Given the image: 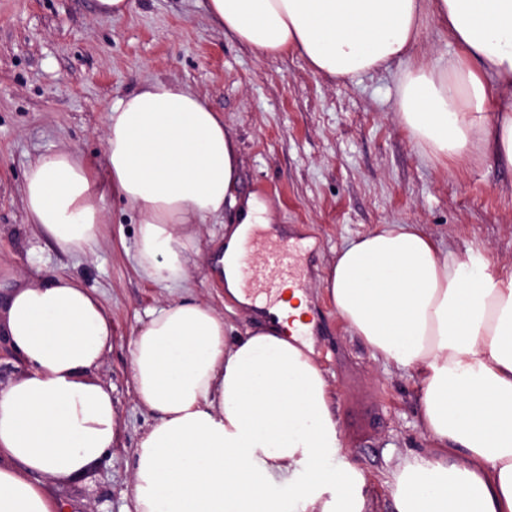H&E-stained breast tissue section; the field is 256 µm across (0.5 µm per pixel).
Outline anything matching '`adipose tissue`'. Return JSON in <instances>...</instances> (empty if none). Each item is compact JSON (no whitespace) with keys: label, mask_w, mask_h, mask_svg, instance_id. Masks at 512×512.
I'll return each mask as SVG.
<instances>
[{"label":"adipose tissue","mask_w":512,"mask_h":512,"mask_svg":"<svg viewBox=\"0 0 512 512\" xmlns=\"http://www.w3.org/2000/svg\"><path fill=\"white\" fill-rule=\"evenodd\" d=\"M207 12L260 55L291 51L333 79L399 62L395 110L431 162L488 150L512 164V0H207ZM431 21L457 54L415 55ZM104 137L106 183L67 151L29 164L28 223L62 251L91 252L117 196L137 216L138 272L179 285L196 225L235 207L220 264L226 295L244 301L241 255L269 206L236 199L223 118L157 79L112 105ZM322 281L374 356L421 379L432 448L398 474L395 512H512V268L493 272L472 250L447 259L420 225L387 224L347 244ZM307 312L294 293L232 341L206 303L148 314L131 377L154 421L134 450L127 512H372L311 344L282 334ZM0 335L24 365L0 385V512H59L47 483L80 477L117 437L112 389L91 377L112 323L89 288L52 275L0 299Z\"/></svg>","instance_id":"obj_1"}]
</instances>
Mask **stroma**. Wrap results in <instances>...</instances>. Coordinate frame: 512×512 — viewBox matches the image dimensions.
I'll return each instance as SVG.
<instances>
[{"label":"stroma","mask_w":512,"mask_h":512,"mask_svg":"<svg viewBox=\"0 0 512 512\" xmlns=\"http://www.w3.org/2000/svg\"><path fill=\"white\" fill-rule=\"evenodd\" d=\"M121 16L95 0H0V286L55 273L91 288L112 320V348L94 373L112 387L115 446L77 479L53 483L68 512H125L133 455L153 417L131 383L130 344L147 313L181 297L221 307L224 283L208 263L224 225L201 227L184 286L135 269L134 213L108 198L94 255L64 253L28 224L21 187L38 155L76 152L104 180L112 103L165 79L201 94L240 151L239 195L261 193L272 219L306 247L315 357L333 396L344 450L364 472L377 512H392L397 472L430 446L419 417V378L372 356L328 302L321 276L337 252L382 224H418L449 258L480 251L512 267V166L494 155L432 164L393 110L396 66L337 83L297 55L261 57L208 17L207 0H130Z\"/></svg>","instance_id":"obj_1"}]
</instances>
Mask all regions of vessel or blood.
Segmentation results:
<instances>
[{
  "label": "vessel or blood",
  "instance_id": "obj_1",
  "mask_svg": "<svg viewBox=\"0 0 512 512\" xmlns=\"http://www.w3.org/2000/svg\"><path fill=\"white\" fill-rule=\"evenodd\" d=\"M306 251L300 241L261 235L246 247L241 260V276L250 297L265 295L276 301L284 284L302 286Z\"/></svg>",
  "mask_w": 512,
  "mask_h": 512
}]
</instances>
